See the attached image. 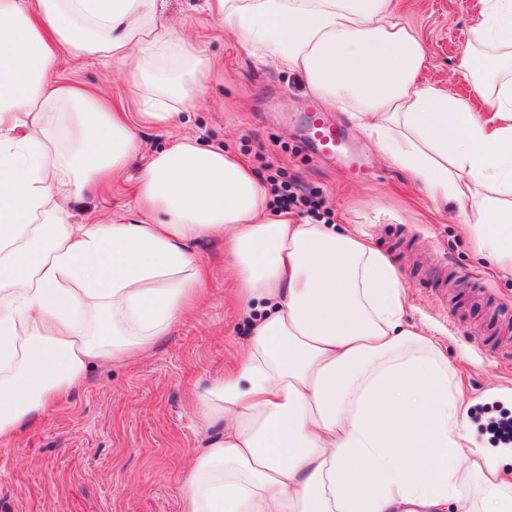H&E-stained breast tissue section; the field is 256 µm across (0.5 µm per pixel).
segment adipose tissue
Returning a JSON list of instances; mask_svg holds the SVG:
<instances>
[{
    "instance_id": "adipose-tissue-1",
    "label": "adipose tissue",
    "mask_w": 512,
    "mask_h": 512,
    "mask_svg": "<svg viewBox=\"0 0 512 512\" xmlns=\"http://www.w3.org/2000/svg\"><path fill=\"white\" fill-rule=\"evenodd\" d=\"M263 62L372 120L429 195L469 204L482 257L512 273V0H485L459 68L475 99L424 82L427 56L394 0H207ZM144 116L172 124L208 59L157 0H0V447L99 364L152 348L207 276L195 246L223 234L247 357L206 388L223 423L181 477L183 512H512L503 460L469 447V402L434 337L403 322L405 287L358 230L271 213L255 172L180 137L139 159L128 113L55 76L59 54L124 58ZM139 159L143 218L76 224L80 200Z\"/></svg>"
}]
</instances>
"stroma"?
<instances>
[{
  "mask_svg": "<svg viewBox=\"0 0 512 512\" xmlns=\"http://www.w3.org/2000/svg\"><path fill=\"white\" fill-rule=\"evenodd\" d=\"M180 41L203 52L212 68L192 110L175 123L138 124L142 156L180 136L237 154L260 177L270 167L325 202L321 221L360 227L393 261L407 291L405 319L433 334L470 400L471 447L512 452L489 430L490 417L512 412V276L476 256L460 230V206L431 200L395 165L351 111L325 108L348 121L346 152L359 154L369 178L349 179L342 157H324L308 142L303 75L258 65L236 37L205 10L204 0H157ZM482 0H397V14L420 36L424 79L452 95L472 85L458 68L482 19ZM137 49L108 63L60 55L58 72L134 112L144 90L130 75ZM128 179L85 202L61 200L74 223L100 224L119 214L139 219ZM211 267L202 300L138 359L90 371L85 383L40 422L0 448V512H182L181 476L220 431L201 420L197 392L223 378L248 354L250 315L235 301L224 240L197 247Z\"/></svg>",
  "mask_w": 512,
  "mask_h": 512,
  "instance_id": "stroma-1",
  "label": "stroma"
}]
</instances>
